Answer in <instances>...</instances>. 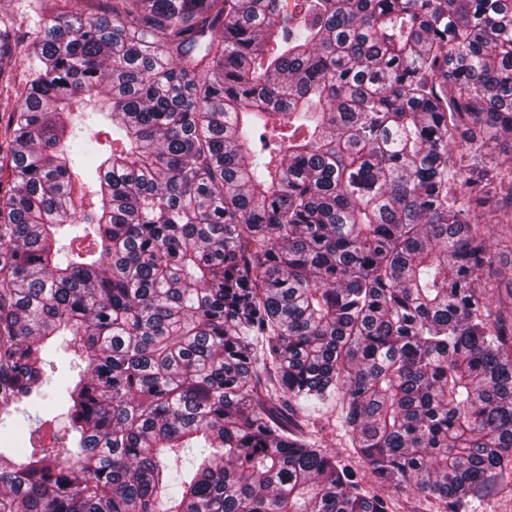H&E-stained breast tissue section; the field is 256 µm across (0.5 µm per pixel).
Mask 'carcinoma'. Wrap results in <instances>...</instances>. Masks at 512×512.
<instances>
[{"label":"carcinoma","instance_id":"obj_1","mask_svg":"<svg viewBox=\"0 0 512 512\" xmlns=\"http://www.w3.org/2000/svg\"><path fill=\"white\" fill-rule=\"evenodd\" d=\"M0 27V512H477L512 473V0H48ZM336 396L359 465L285 410ZM373 484L377 490L368 491ZM45 3L41 6L39 0H0V17L4 14H22L21 33L35 36L49 21L51 13ZM488 227L490 231L489 244L495 261L494 267L502 273L498 279L495 276L492 277V280H496V282L492 286L494 290L491 291V294L494 299L500 297L504 302H508L505 288H511L512 238L508 234L502 233L495 224H488ZM69 340L70 336H59L45 352L47 376L52 380L50 385L43 388L46 397L38 404L28 406L25 412L13 413L4 422V425L0 426V448H6L1 445V439L13 441V445L7 448H33L34 445L38 446L36 430H39L40 437L44 434L42 444L50 442L52 432L55 430H60L59 434L64 433L62 429V421H65L62 414L63 408L54 387L59 379L77 377L78 373L86 366L84 362L74 356ZM54 417H56L55 423L48 422L41 426L42 422L52 420ZM40 426L41 428L38 429ZM393 509L397 512H433L437 505L424 496L407 490L390 489Z\"/></svg>","mask_w":512,"mask_h":512}]
</instances>
